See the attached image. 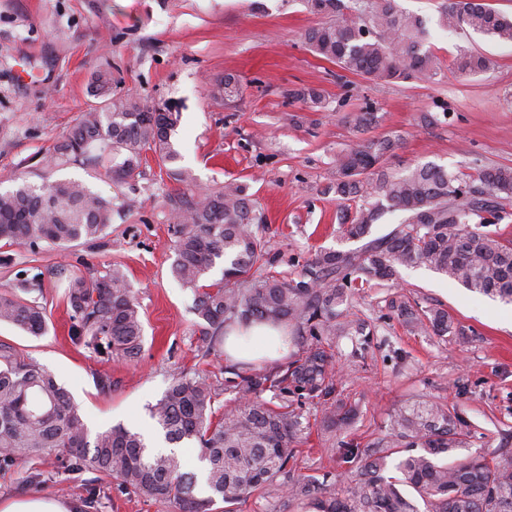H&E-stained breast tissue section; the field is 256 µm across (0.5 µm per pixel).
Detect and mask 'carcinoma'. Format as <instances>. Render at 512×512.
Listing matches in <instances>:
<instances>
[{
	"label": "carcinoma",
	"mask_w": 512,
	"mask_h": 512,
	"mask_svg": "<svg viewBox=\"0 0 512 512\" xmlns=\"http://www.w3.org/2000/svg\"><path fill=\"white\" fill-rule=\"evenodd\" d=\"M324 21L308 28L303 42L315 56L345 72L379 82L415 80L433 83L441 65L426 44L425 20L399 7L396 0H302ZM438 25L472 31L512 44V16L482 0H448ZM456 69L479 75L491 69L490 58L461 49ZM108 96L101 109L84 113L55 146L48 167L91 164L117 186L141 175L152 154L168 177L186 186L191 176L175 167L179 152L172 136L178 116L166 102L143 101L112 93L110 79H98ZM213 94L231 103L241 95L231 74ZM353 127L368 130L382 115L367 105L350 115ZM396 135L363 139L336 158L337 199L355 203L342 212L343 233L361 245L324 250L307 261L298 279L257 276L252 269L267 254L264 237L254 229L261 221L256 201L241 184L169 197L174 228L172 274L194 292V312L203 321L202 341L211 348L231 323L261 319L293 323L296 335L314 342L283 375L236 373L240 402L235 413L219 418L216 392L202 375L176 378L149 408L150 417L169 444L196 442L206 463L208 495L199 496L198 475L181 470L173 455L150 453L144 437L123 425L90 436L67 391L33 361L0 343V468L34 460L50 452L71 472L92 471L174 512H213L216 501L238 504L257 491L286 488L288 499L312 500L316 512H419L400 487L415 490L425 512H512V460L483 455L451 459L469 435L453 404L422 402L390 415L386 435L364 448L350 442L339 449L347 486L328 489L315 478L288 470L295 448L303 443L300 415L288 397L329 394L333 362L322 337L336 335V306L364 286L397 280L399 269L425 266L466 288L512 303V246L489 227L512 215V167L474 161V173L460 174L433 163L400 174L386 166L399 146ZM127 206L106 198L77 180L42 184L22 181L0 192V242L36 251L42 245L66 247L98 239ZM406 214L387 233L372 236V227L388 211ZM222 278L202 281L218 265ZM39 275L0 293V321L39 336L46 329L43 308L19 292L38 290ZM74 339L99 354L126 362L143 349L144 327L139 303L119 267L104 274H77L69 282ZM389 307L411 330L438 336L464 335L442 308L417 309L397 293ZM283 399L278 409L261 399L266 391ZM354 410L343 403L327 408L324 423L337 430L348 425ZM404 449L396 475H384L386 459ZM283 482H277V478Z\"/></svg>",
	"instance_id": "obj_1"
}]
</instances>
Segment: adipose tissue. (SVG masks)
Returning a JSON list of instances; mask_svg holds the SVG:
<instances>
[{"mask_svg":"<svg viewBox=\"0 0 512 512\" xmlns=\"http://www.w3.org/2000/svg\"><path fill=\"white\" fill-rule=\"evenodd\" d=\"M288 354L284 325L253 321L229 326L224 336V355L228 360L276 361Z\"/></svg>","mask_w":512,"mask_h":512,"instance_id":"1","label":"adipose tissue"}]
</instances>
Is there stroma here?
Segmentation results:
<instances>
[{
  "label": "stroma",
  "instance_id": "35a3bbf8",
  "mask_svg": "<svg viewBox=\"0 0 512 512\" xmlns=\"http://www.w3.org/2000/svg\"><path fill=\"white\" fill-rule=\"evenodd\" d=\"M441 2L397 0L427 20L429 47L442 65L438 80L377 84L341 74L306 49L301 35L319 18L300 0H0V191L19 177L76 179L114 204L131 205L94 244L33 252L0 243V288L39 276L31 297L47 322L40 336L0 322V343L50 372L92 433L120 423L153 437L147 407L185 373L208 376L218 414H231L239 366L225 359L223 344L202 342L194 294L171 273L168 197L180 183L152 160L134 185L116 187L89 167L47 170V157L84 112L103 105L98 75L111 76L113 92L169 103L180 114L173 137L180 167L201 190L245 185L267 242L259 273L298 277L317 251L352 246L339 224L336 156L360 140L349 116L364 102L382 113L380 133L401 138L387 161L392 170L433 162L465 172L476 159L512 166V44L439 28ZM461 47L491 58L492 68L460 74L453 59ZM228 73L242 88L230 104L212 94ZM304 88L316 89L321 104L293 99ZM443 108L447 118L423 122L424 113ZM115 266L127 275L144 326L143 350L132 363L100 359L70 330L71 277ZM399 283L411 302L447 310L464 335L409 333L390 311L385 289H364L350 316L365 322L368 337H325L337 370L331 394L292 402L309 428L292 461L297 472L335 483L343 442L364 446L383 437L394 408L421 401L457 405L476 431L465 454L512 458V327L498 319L503 301L423 267L401 269ZM103 376L111 389L98 386ZM339 399L356 415L334 431L322 419ZM37 469L45 483H26ZM80 485L98 490L97 512H166L113 477L65 471L52 453L0 469L1 501L35 492L66 501Z\"/></svg>",
  "mask_w": 512,
  "mask_h": 512
}]
</instances>
